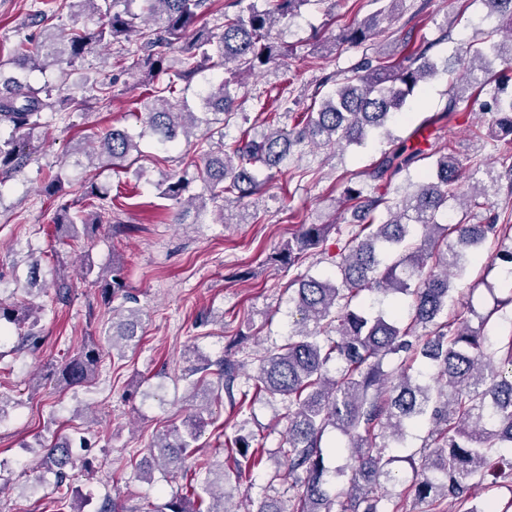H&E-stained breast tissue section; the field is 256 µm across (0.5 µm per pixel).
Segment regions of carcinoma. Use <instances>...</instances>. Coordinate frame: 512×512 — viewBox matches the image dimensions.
Segmentation results:
<instances>
[{"mask_svg": "<svg viewBox=\"0 0 512 512\" xmlns=\"http://www.w3.org/2000/svg\"><path fill=\"white\" fill-rule=\"evenodd\" d=\"M122 0H76L75 6L97 18L93 28H71L54 32L45 26L43 39L21 42L13 56L0 61V124L11 132L0 139V170L16 172L27 157L34 135L45 127V112H82L90 104H110L112 83L88 78L78 86L80 94H61L77 63L92 50L118 44L119 53L148 65V74L167 76L151 84L143 109L133 113L141 124L137 134L126 128H108L94 135L96 158L104 167H124L133 154H141L140 139L149 134L161 145H174L197 132L212 138L213 126L228 125L236 115L239 76L270 65L280 66L289 48L273 41L276 24L284 22L306 5L323 0H232L217 31H200L187 40L207 10L208 0H141L142 12L116 9ZM402 0H386L377 14L355 21L343 29L342 42L352 46L365 43L376 30L378 16L395 14ZM503 29L512 36V0H490ZM428 47L413 46L404 64L376 65L367 61L346 76L322 99L318 109L300 112L289 129L276 127L268 133L250 130L229 140H220L218 150L198 140L187 166L204 185L196 207L197 223H205L208 203H235L262 192L267 181L263 170L279 169L300 148L313 145L326 149L361 146L369 137L406 111L410 101L436 75L426 61ZM512 55V39L496 41L489 33L473 50L471 61L482 62L491 53ZM12 67V74L4 69ZM58 71L54 81L40 87L30 84V75ZM222 69L228 76L195 85L206 70ZM482 87L489 88L487 104L493 125L501 132L504 150L512 151V93H505L497 74L479 66ZM457 99L450 97L448 111L426 117L408 137L384 152L372 167L340 179L339 202L357 213L358 223L336 225L337 251L329 256L336 273L328 277L297 275L288 283L299 318L285 344L274 346L257 357L253 392L234 394L243 363L231 354L212 361L205 359L188 369L194 396H206L211 376L224 388L231 406L243 408L248 398L281 397L288 400V424L280 455L288 477V506L271 497L259 499L256 512H405L406 505L392 500L386 484L398 456L385 454L391 446L404 447L410 431L429 424L425 443L408 455L422 459L415 483L416 500L430 506L448 500L456 512H480L473 503L476 489L486 479L512 488V456L498 453L512 447V340L503 365L494 363L488 325L494 316L512 311V292L494 299V307L480 317L473 328L468 321L448 314V304L459 300L458 283L470 275V265L492 243L491 265L512 270V212L501 211L479 224L472 223L471 209L489 202L486 185L465 200L460 186L465 178L462 164L453 153L434 152L422 147L429 129L439 130L454 116ZM431 161L424 179L412 184V191L399 200L388 197L393 178L413 165ZM193 178V179H195ZM187 174L168 177L161 198L178 201L190 188ZM375 183L367 193L362 184ZM70 180L66 165L50 175L44 191L51 197L66 195ZM84 196L91 199L85 212L72 211L61 202L54 224L67 238H75L78 227H100L109 220L111 206L106 193L90 184ZM464 209L453 224H440L436 215L448 209V202ZM327 224H303L294 239L279 252L288 267L299 266L303 258L321 243ZM104 282L103 294L122 299L113 310L112 324L105 331L108 346L117 347L137 337L142 310L128 289L122 268L112 264L111 275L96 276ZM399 299L412 298L410 322L402 320L399 305L373 312L357 305L365 294ZM15 325L14 351H36L42 342L39 317L20 302H0V322ZM427 329L423 336L419 330ZM102 344L91 341L55 371L62 389L88 383L104 359ZM394 359L387 372L384 361ZM336 364V374L328 366ZM191 410L181 424L156 437L149 458L138 477L151 478L153 466L164 467L176 478L192 472L196 485L184 497H173L145 510L128 509L106 496L100 512H233L232 483L262 462L248 438L232 442L240 459L232 473L220 463H186L192 444L201 436L204 412ZM334 430L347 438L344 448L335 449L324 441ZM90 447L89 440L65 438L48 449L55 468L57 512H81V506L67 507L74 479L86 469L75 447ZM347 452L350 478L347 489L331 497V482L325 457Z\"/></svg>", "mask_w": 512, "mask_h": 512, "instance_id": "1", "label": "carcinoma"}]
</instances>
